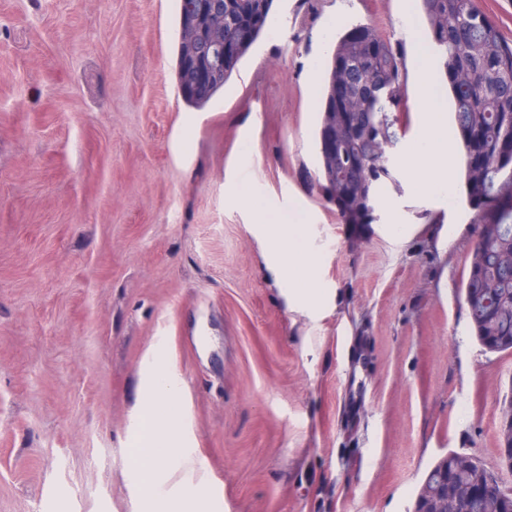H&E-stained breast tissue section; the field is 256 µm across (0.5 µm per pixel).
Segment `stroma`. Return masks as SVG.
Wrapping results in <instances>:
<instances>
[{"label": "stroma", "instance_id": "1", "mask_svg": "<svg viewBox=\"0 0 512 512\" xmlns=\"http://www.w3.org/2000/svg\"><path fill=\"white\" fill-rule=\"evenodd\" d=\"M207 106L174 76L176 0H0V512H144L131 451L148 366L176 379L195 465L160 494L204 512H414L449 452L500 463L512 354L459 294L475 237L405 160L422 125L404 0H275ZM368 25L404 56L398 186L345 224L314 183L319 67ZM297 224L312 305L267 265Z\"/></svg>", "mask_w": 512, "mask_h": 512}]
</instances>
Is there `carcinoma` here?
Returning <instances> with one entry per match:
<instances>
[{
  "mask_svg": "<svg viewBox=\"0 0 512 512\" xmlns=\"http://www.w3.org/2000/svg\"><path fill=\"white\" fill-rule=\"evenodd\" d=\"M179 6L175 76L178 93L190 107L202 108L222 90L241 59L269 26L273 0H220L224 6V41L235 44L237 55L224 63L204 95H192L185 87L192 74L185 64L186 49L193 45L206 55L214 37L189 24L196 0H177ZM431 44L440 53L454 101L453 119L463 156L477 151L489 155L482 172L464 166L467 200L479 224L477 240L469 254L461 296L473 335L490 352H512V156L495 152L501 141H512V41L481 14L473 0H420ZM264 15L263 24L243 27L253 13ZM348 82L355 111L365 122L344 125L336 118V147L330 149L324 129H319L320 174L318 180L328 199L339 206L340 218L354 224L377 220L378 189L397 184L386 147L397 140L398 112L406 103L405 73L400 52L372 27L359 25L342 35L327 65L321 125L332 110L334 87ZM367 160L361 181L344 184L343 156ZM456 474L448 491V512H512V489L498 485L490 496L475 492L477 479L486 471L477 456L451 452L429 472L417 498L439 494V475Z\"/></svg>",
  "mask_w": 512,
  "mask_h": 512,
  "instance_id": "cac0c4a2",
  "label": "carcinoma"
}]
</instances>
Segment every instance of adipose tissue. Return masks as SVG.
Instances as JSON below:
<instances>
[{"mask_svg": "<svg viewBox=\"0 0 512 512\" xmlns=\"http://www.w3.org/2000/svg\"><path fill=\"white\" fill-rule=\"evenodd\" d=\"M419 98L422 103V133L416 150L407 162L408 169L416 176L418 184L431 188L443 185L448 178L455 156V146L448 131V118L435 93L436 65L430 55H422L417 65ZM264 236L271 248L273 266L278 276L286 281L308 279L312 266L304 254L287 248L291 233L283 227L265 225ZM174 431L154 429L142 448L136 449V468L145 485L159 484L162 462L193 467L192 458L177 450Z\"/></svg>", "mask_w": 512, "mask_h": 512, "instance_id": "adipose-tissue-1", "label": "adipose tissue"}]
</instances>
